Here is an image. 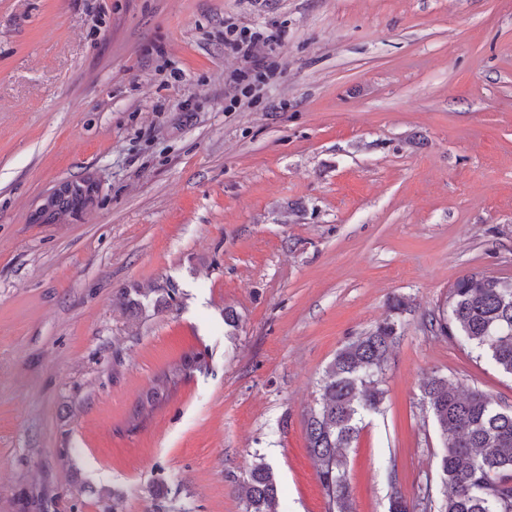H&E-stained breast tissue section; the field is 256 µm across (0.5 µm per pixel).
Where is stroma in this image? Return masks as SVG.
Listing matches in <instances>:
<instances>
[{
    "label": "stroma",
    "mask_w": 512,
    "mask_h": 512,
    "mask_svg": "<svg viewBox=\"0 0 512 512\" xmlns=\"http://www.w3.org/2000/svg\"><path fill=\"white\" fill-rule=\"evenodd\" d=\"M229 24L280 34L247 92ZM84 181L88 205L42 222ZM476 271L512 276V0H0V512H152L159 490L244 512L257 457L278 512H327L307 414L396 297L352 507L440 494L421 381L512 405V376L429 326ZM144 281L174 299L130 315ZM157 294L151 283H141L133 288H124L120 294V302L126 309L140 307L142 300H149ZM201 367L195 359H183L173 363L158 376L152 386L144 392L130 418L132 426H136L142 418L147 417L156 408L168 401L175 387L184 380L192 371Z\"/></svg>",
    "instance_id": "stroma-1"
}]
</instances>
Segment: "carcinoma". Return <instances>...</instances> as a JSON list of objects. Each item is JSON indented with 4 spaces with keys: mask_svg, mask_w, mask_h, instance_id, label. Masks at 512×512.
Returning <instances> with one entry per match:
<instances>
[{
    "mask_svg": "<svg viewBox=\"0 0 512 512\" xmlns=\"http://www.w3.org/2000/svg\"><path fill=\"white\" fill-rule=\"evenodd\" d=\"M88 188L71 184L55 195L47 219L54 220L82 203ZM157 294L150 283L126 288L127 309ZM402 298L390 304V316L336 351L320 382L305 426L306 447L317 463V477L328 499V512H352L347 449L365 417L378 413L385 400L383 374L399 341ZM433 332L469 346L512 376V277L472 272L458 278L448 301L429 321ZM200 362L183 359L169 366L144 392L130 418L137 425L168 401L175 387ZM423 401L440 432L439 458L444 499L433 503L423 489L422 512H512V407L472 390L463 393L446 377L421 384ZM245 512H277L279 487L272 467L259 457L244 470L240 484Z\"/></svg>",
    "mask_w": 512,
    "mask_h": 512,
    "instance_id": "obj_1",
    "label": "carcinoma"
}]
</instances>
